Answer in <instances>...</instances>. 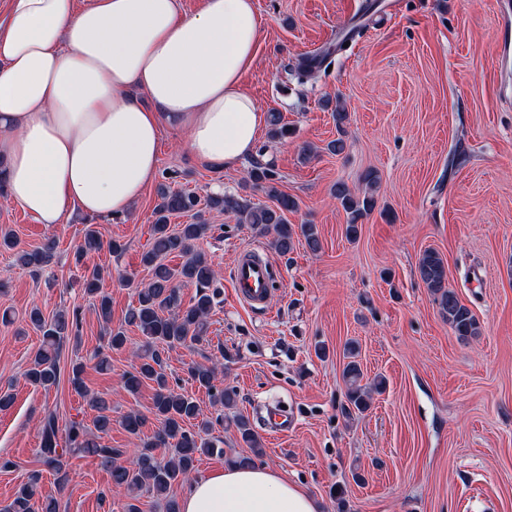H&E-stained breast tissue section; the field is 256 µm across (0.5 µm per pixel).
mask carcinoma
Returning <instances> with one entry per match:
<instances>
[{
    "mask_svg": "<svg viewBox=\"0 0 512 512\" xmlns=\"http://www.w3.org/2000/svg\"><path fill=\"white\" fill-rule=\"evenodd\" d=\"M333 116L336 120L338 137L330 141L326 149L332 154L344 150L345 124L348 121L345 109L338 106ZM277 174L269 166L255 161L249 171V181L255 189H261L273 199L274 205H256L233 195H213L207 200V207L234 215L240 224H248L261 235H272L270 244L281 256L291 253L295 242L302 241L313 253L321 249V241L314 224H290L287 214L297 210L296 199L276 187ZM365 189L358 193L342 181L336 182L331 194L347 214L345 234L354 240L358 235V224L372 212L377 204L374 188L378 176L373 171L362 177ZM160 202L156 207L150 248L142 256V263L151 272L148 285L138 291L136 304L131 306L123 324L109 331L108 346L120 349L127 342L125 327L137 328L143 337L139 363L123 378V389L130 395L153 384L150 415L158 422V429L150 437L144 436L143 427L147 416L131 412L123 419L127 433L138 440L137 451L130 465L118 462L122 450L108 448L89 434L81 422H69L65 429V439L59 438V425L55 413H48L41 431L40 455L42 463L52 472L58 490H64L70 474L64 462L69 451L92 453L100 465L108 470L112 484L126 491L127 501L124 512H142L141 497L149 492L165 502L166 512H180L179 503L173 495L175 484L186 479L203 455L224 453L219 438H204L201 433H209L212 422L201 417V410L189 396L177 392L170 384L164 370L162 358L166 350L176 346L202 344L207 341L208 319L213 307L219 303L222 284L219 274L199 250L198 243L211 226L202 221L198 210L200 200L189 191L173 190L162 184L158 188ZM176 214H186L197 218L193 224H182L177 230L170 229L169 218ZM0 245L18 249V261L35 272L49 266L55 258L56 244L48 241L32 249L18 248L17 241L8 233L0 235ZM103 242L98 232L87 228L83 244L75 252V261L81 262L91 251H98ZM183 259L181 265L171 267L164 263L169 257ZM418 277L428 290L438 307L439 314L448 322L453 332L462 340L479 335V326L471 310L461 301L455 290L448 287V269L442 256L433 249L420 255L417 263ZM185 282L196 288L195 296L189 304H184L177 283ZM30 322L42 333L41 345L35 353L31 367L26 372L27 380L38 387L49 390L59 384V358L64 341L78 331L79 315L64 311L56 312L47 320L40 309L29 313ZM358 354L354 344L349 345L347 357L350 361L343 369L346 386L347 412L363 413L371 401V389L381 390L384 380L377 381L370 388L363 384L364 373L356 361ZM84 365H72L69 381L77 394L89 397V405L96 412L94 427L100 434L112 429V409L108 402L99 396H88L83 379ZM189 376L199 387L206 390L213 403L225 409L236 406L237 391L232 387L219 388L216 385L217 367L196 364L190 367ZM197 421L198 431L187 429L186 424ZM229 424L236 429L240 438L252 454L241 455L228 460L234 466H250L262 454L261 442L252 429L248 417L234 414ZM175 443L176 456L164 461L155 449ZM40 475L35 473L6 506L7 512H56L53 498L40 500Z\"/></svg>",
    "mask_w": 512,
    "mask_h": 512,
    "instance_id": "carcinoma-1",
    "label": "carcinoma"
}]
</instances>
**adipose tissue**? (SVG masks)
I'll return each mask as SVG.
<instances>
[{"label":"adipose tissue","instance_id":"1","mask_svg":"<svg viewBox=\"0 0 512 512\" xmlns=\"http://www.w3.org/2000/svg\"><path fill=\"white\" fill-rule=\"evenodd\" d=\"M254 0H8L0 18V188L38 224L126 214L158 171L162 128L197 162L251 155L268 115L243 89ZM181 512H321L285 474L232 466L192 481Z\"/></svg>","mask_w":512,"mask_h":512}]
</instances>
